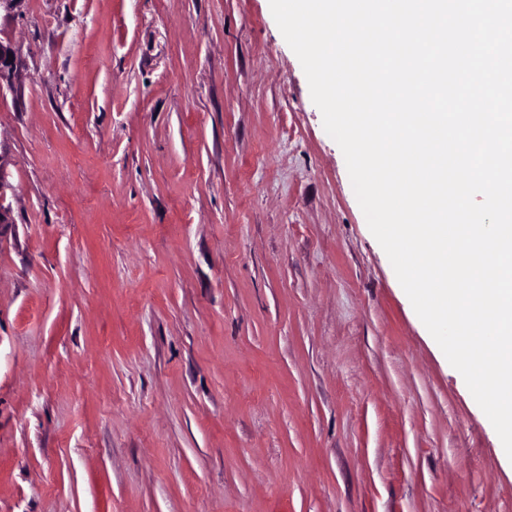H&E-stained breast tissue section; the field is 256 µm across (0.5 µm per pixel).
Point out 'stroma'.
Masks as SVG:
<instances>
[{
  "label": "stroma",
  "instance_id": "35a3bbf8",
  "mask_svg": "<svg viewBox=\"0 0 512 512\" xmlns=\"http://www.w3.org/2000/svg\"><path fill=\"white\" fill-rule=\"evenodd\" d=\"M0 39V512H512L269 0Z\"/></svg>",
  "mask_w": 512,
  "mask_h": 512
}]
</instances>
